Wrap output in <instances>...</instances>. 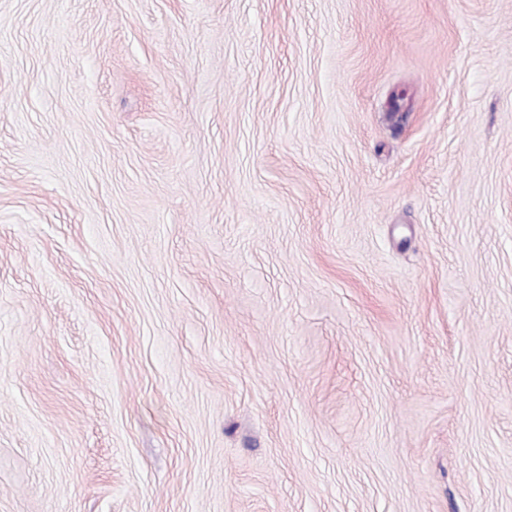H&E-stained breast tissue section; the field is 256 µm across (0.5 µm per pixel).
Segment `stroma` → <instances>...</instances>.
<instances>
[{
  "mask_svg": "<svg viewBox=\"0 0 512 512\" xmlns=\"http://www.w3.org/2000/svg\"><path fill=\"white\" fill-rule=\"evenodd\" d=\"M0 512H512V0H0Z\"/></svg>",
  "mask_w": 512,
  "mask_h": 512,
  "instance_id": "1",
  "label": "stroma"
}]
</instances>
